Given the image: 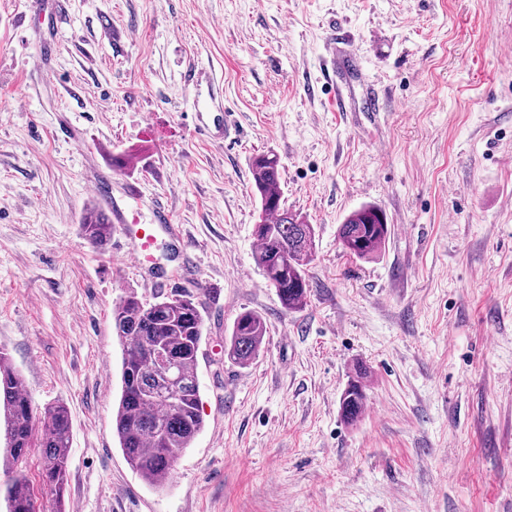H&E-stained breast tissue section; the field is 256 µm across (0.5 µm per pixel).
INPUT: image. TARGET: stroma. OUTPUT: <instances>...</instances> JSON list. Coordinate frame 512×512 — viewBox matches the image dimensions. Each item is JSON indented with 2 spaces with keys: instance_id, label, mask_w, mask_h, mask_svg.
<instances>
[{
  "instance_id": "1",
  "label": "stroma",
  "mask_w": 512,
  "mask_h": 512,
  "mask_svg": "<svg viewBox=\"0 0 512 512\" xmlns=\"http://www.w3.org/2000/svg\"><path fill=\"white\" fill-rule=\"evenodd\" d=\"M26 2L0 0V351L36 406L69 409L66 512H512V0H60L50 27L21 24ZM333 33L366 75L344 112ZM191 69L224 84V143L188 119ZM267 151L315 229L298 312L252 260ZM103 194L182 226L154 251L163 290L214 291L204 428L160 489L112 435V310L153 291L120 231L81 234ZM364 204L391 226L369 261L337 238ZM246 309L268 334L240 366L224 338ZM367 377V368L358 365L355 368L354 375L340 395L339 410L341 417L347 423L357 422L364 412L367 400L365 384Z\"/></svg>"
}]
</instances>
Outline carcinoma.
<instances>
[{"label":"carcinoma","mask_w":512,"mask_h":512,"mask_svg":"<svg viewBox=\"0 0 512 512\" xmlns=\"http://www.w3.org/2000/svg\"><path fill=\"white\" fill-rule=\"evenodd\" d=\"M281 163L273 153L251 161L254 186L260 199V224L254 237L255 266L275 288L282 307L299 311L310 295L307 266L313 257L315 232L288 211L283 201ZM80 230L95 248L107 245L112 225L99 210L82 214ZM390 236L384 212L364 205L339 225L343 249L358 259L378 257ZM210 289L192 294L186 290L159 291L147 301L130 292L113 309L116 334L123 346L122 388L112 417V436L123 455L144 480L164 485L178 456L204 427L197 378L205 299ZM267 334L263 317L251 310L239 313L231 334L224 339V357L247 365L258 355ZM165 348L177 360L178 376L172 381L153 368V349ZM367 368L359 365L339 399L341 417L355 423L366 400ZM48 419L40 439L43 448L41 485L45 495L60 505L68 483L70 415L62 404L43 408ZM37 408L22 388L8 355L0 351V468L11 473L6 485L8 512H36L34 496L20 465L33 445Z\"/></svg>","instance_id":"cac0c4a2"}]
</instances>
